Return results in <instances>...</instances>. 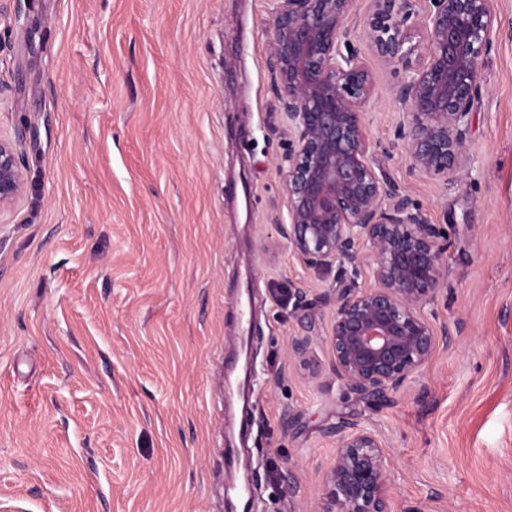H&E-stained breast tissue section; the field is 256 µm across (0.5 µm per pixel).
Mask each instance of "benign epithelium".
<instances>
[{
	"label": "benign epithelium",
	"mask_w": 512,
	"mask_h": 512,
	"mask_svg": "<svg viewBox=\"0 0 512 512\" xmlns=\"http://www.w3.org/2000/svg\"><path fill=\"white\" fill-rule=\"evenodd\" d=\"M424 2L422 10L417 3ZM355 0H275L270 67L288 118L283 170L289 223L277 225L306 267L373 256L378 286L336 294L327 338L330 369L350 392L381 401L448 344L421 313L442 286L448 236L376 172L366 125L373 76L349 39ZM364 32L379 56L411 70L395 89L397 130L411 168L456 180L466 171L468 117L481 94L479 62L489 49V0H371ZM422 15L415 29L405 25ZM17 142L0 137V208L24 191ZM308 336L290 341L303 362ZM336 441L320 512H389L385 442L353 421L328 429Z\"/></svg>",
	"instance_id": "benign-epithelium-1"
}]
</instances>
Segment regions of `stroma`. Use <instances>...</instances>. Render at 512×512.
I'll list each match as a JSON object with an SVG mask.
<instances>
[{"instance_id": "35a3bbf8", "label": "stroma", "mask_w": 512, "mask_h": 512, "mask_svg": "<svg viewBox=\"0 0 512 512\" xmlns=\"http://www.w3.org/2000/svg\"><path fill=\"white\" fill-rule=\"evenodd\" d=\"M468 172L413 170L394 137L405 75L350 39L374 76V162L448 234L422 313L448 329L405 392L349 393L325 343L339 288L373 258L306 268L288 223L285 116L270 0H0V134L25 190L0 211V512H319L329 427L378 431L389 512H512V0H492ZM308 289L293 309L288 289ZM250 299L252 438L224 465V356ZM312 337L311 365L288 360Z\"/></svg>"}]
</instances>
